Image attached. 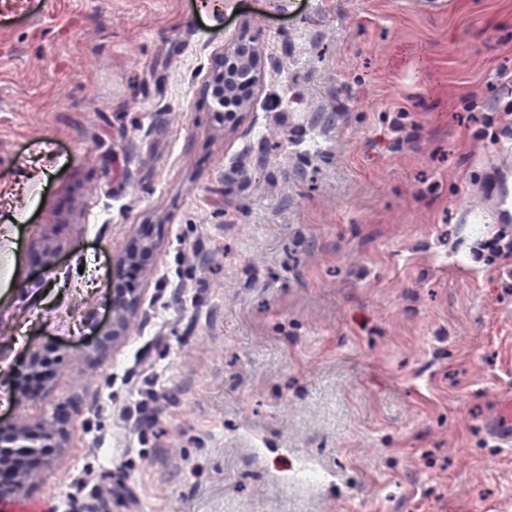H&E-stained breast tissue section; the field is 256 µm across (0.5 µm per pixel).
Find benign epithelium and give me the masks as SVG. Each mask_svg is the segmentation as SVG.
<instances>
[{"label": "benign epithelium", "instance_id": "7a95c632", "mask_svg": "<svg viewBox=\"0 0 512 512\" xmlns=\"http://www.w3.org/2000/svg\"><path fill=\"white\" fill-rule=\"evenodd\" d=\"M221 76L208 86L211 96L225 105L224 125L236 128L239 117L250 104L243 92L262 78L263 62L248 43L235 41L224 46L219 60ZM157 244L149 237L133 242L123 257V264L144 274L153 268ZM138 309L137 297L130 288L116 289L112 301V341L125 335L130 320ZM67 419L54 416L45 423L39 434L30 433L20 426L10 432L0 431V499L18 492L28 473L19 469V462H30L47 455V449L60 447L66 434Z\"/></svg>", "mask_w": 512, "mask_h": 512}]
</instances>
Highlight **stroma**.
<instances>
[{
	"instance_id": "1",
	"label": "stroma",
	"mask_w": 512,
	"mask_h": 512,
	"mask_svg": "<svg viewBox=\"0 0 512 512\" xmlns=\"http://www.w3.org/2000/svg\"><path fill=\"white\" fill-rule=\"evenodd\" d=\"M511 145L512 0H0V512H512ZM263 62L257 51L248 43L235 41L224 46L219 60L221 76L208 86L211 96L224 104V126L235 129L239 117L247 112L250 104L243 92L262 78ZM157 244L149 237H142L133 242L122 261L125 266L147 274L153 268ZM112 304V343L125 335L130 320L138 309L137 297L132 288H116ZM68 420L54 416L39 434H31L26 426L10 432L0 431V499L18 492L28 477L19 469L21 460L30 462L47 455V448H59L66 434ZM8 484L3 487L4 484Z\"/></svg>"
}]
</instances>
